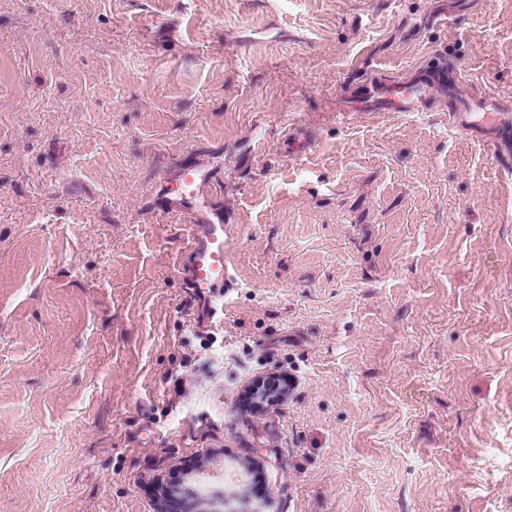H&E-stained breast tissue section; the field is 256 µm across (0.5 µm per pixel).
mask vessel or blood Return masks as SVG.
<instances>
[{"label": "vessel or blood", "mask_w": 512, "mask_h": 512, "mask_svg": "<svg viewBox=\"0 0 512 512\" xmlns=\"http://www.w3.org/2000/svg\"><path fill=\"white\" fill-rule=\"evenodd\" d=\"M440 82L432 77L413 76L380 82L375 93L356 100L358 112H421L432 105L440 91ZM455 124L463 133L486 142L498 160L512 155V108L493 96L474 97L455 92ZM183 187L169 192L162 201L168 212L179 213L191 233L185 257L178 268L191 290L189 306L195 324L217 330L224 320V291L233 287L229 266L232 248L229 213L221 207L193 199L203 194L209 177L202 167L183 173Z\"/></svg>", "instance_id": "obj_1"}]
</instances>
